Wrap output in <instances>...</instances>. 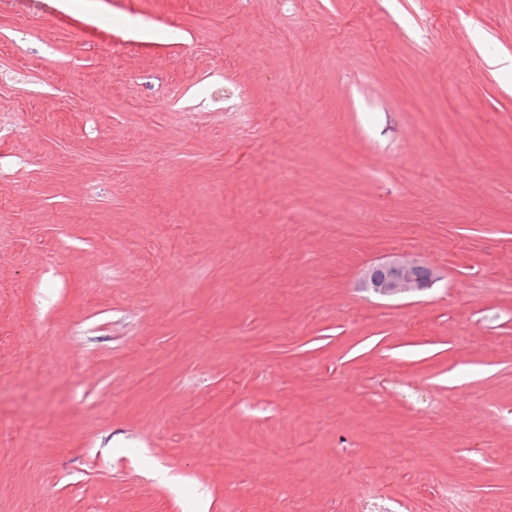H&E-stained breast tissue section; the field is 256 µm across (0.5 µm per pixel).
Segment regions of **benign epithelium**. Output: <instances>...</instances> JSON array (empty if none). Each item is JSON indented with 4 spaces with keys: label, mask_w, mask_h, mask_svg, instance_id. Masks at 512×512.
Returning a JSON list of instances; mask_svg holds the SVG:
<instances>
[{
    "label": "benign epithelium",
    "mask_w": 512,
    "mask_h": 512,
    "mask_svg": "<svg viewBox=\"0 0 512 512\" xmlns=\"http://www.w3.org/2000/svg\"><path fill=\"white\" fill-rule=\"evenodd\" d=\"M438 279L437 269L429 262L393 254L366 267L360 287L381 296L413 295L432 288Z\"/></svg>",
    "instance_id": "obj_1"
}]
</instances>
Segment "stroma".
<instances>
[{"mask_svg": "<svg viewBox=\"0 0 512 512\" xmlns=\"http://www.w3.org/2000/svg\"><path fill=\"white\" fill-rule=\"evenodd\" d=\"M504 53L512 0H8L0 512H512ZM437 269L418 257L393 254L362 273L360 287L381 296L423 293L438 281ZM264 454V449L250 440H243L231 453L224 455V466L233 467Z\"/></svg>", "mask_w": 512, "mask_h": 512, "instance_id": "35a3bbf8", "label": "stroma"}]
</instances>
